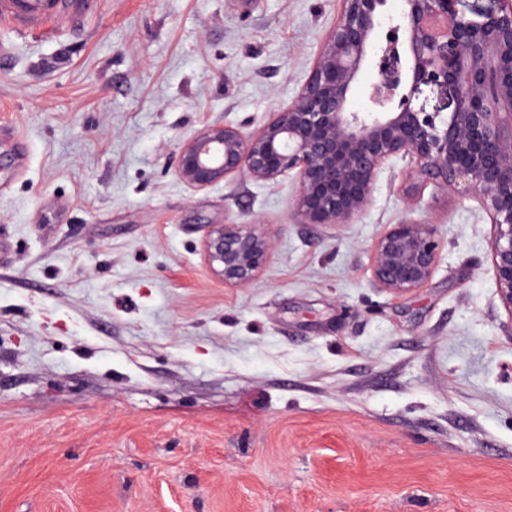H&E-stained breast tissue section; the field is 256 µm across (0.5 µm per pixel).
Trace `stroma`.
<instances>
[{"label": "stroma", "instance_id": "1", "mask_svg": "<svg viewBox=\"0 0 512 512\" xmlns=\"http://www.w3.org/2000/svg\"><path fill=\"white\" fill-rule=\"evenodd\" d=\"M338 0H75L0 18V512H512V319L494 227L405 160L352 224L293 177L192 191L184 138L253 132L305 83ZM438 266L371 277L389 225ZM255 224L245 288L202 256ZM441 249L436 225L411 221L392 224L372 247V280L390 294H408L433 276ZM255 224L209 225L202 252L212 273L224 283L245 287L267 266L273 249L271 237Z\"/></svg>", "mask_w": 512, "mask_h": 512}]
</instances>
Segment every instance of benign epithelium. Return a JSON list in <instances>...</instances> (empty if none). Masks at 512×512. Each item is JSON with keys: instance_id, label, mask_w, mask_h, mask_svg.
<instances>
[{"instance_id": "obj_1", "label": "benign epithelium", "mask_w": 512, "mask_h": 512, "mask_svg": "<svg viewBox=\"0 0 512 512\" xmlns=\"http://www.w3.org/2000/svg\"><path fill=\"white\" fill-rule=\"evenodd\" d=\"M340 0L333 28L290 103L256 131L209 125L183 139L175 172L195 191L244 175H293L300 224H351L380 173L397 158L407 175L439 188L464 184L494 226L489 257L512 319V0ZM385 26L382 42L376 31ZM376 72L369 108L349 109L362 68ZM437 94L428 106L425 89ZM271 237L254 224H211L202 252L224 283L245 287L267 266ZM436 225L402 221L374 242V284L393 295L427 283L439 261Z\"/></svg>"}]
</instances>
